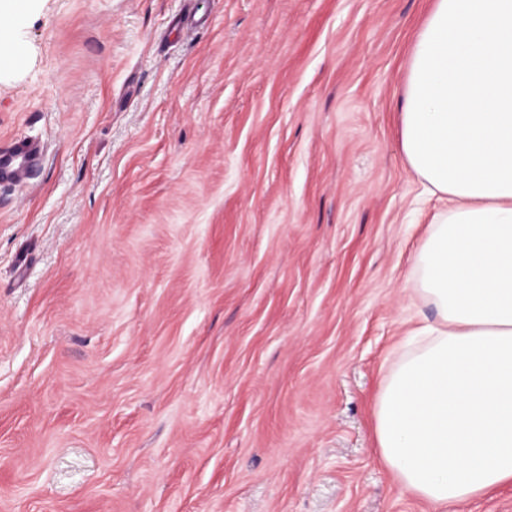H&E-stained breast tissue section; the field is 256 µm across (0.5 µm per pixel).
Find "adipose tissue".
I'll list each match as a JSON object with an SVG mask.
<instances>
[{"mask_svg":"<svg viewBox=\"0 0 512 512\" xmlns=\"http://www.w3.org/2000/svg\"><path fill=\"white\" fill-rule=\"evenodd\" d=\"M401 146L450 206L414 261L435 321L382 385L374 434L399 487L446 512L512 483V0H434Z\"/></svg>","mask_w":512,"mask_h":512,"instance_id":"adipose-tissue-1","label":"adipose tissue"}]
</instances>
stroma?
<instances>
[{
	"mask_svg": "<svg viewBox=\"0 0 512 512\" xmlns=\"http://www.w3.org/2000/svg\"><path fill=\"white\" fill-rule=\"evenodd\" d=\"M433 0H30L0 45V512H433L374 398L447 200L401 149ZM32 149L27 142L0 150V170L11 168V178L20 180L31 171Z\"/></svg>",
	"mask_w": 512,
	"mask_h": 512,
	"instance_id": "1",
	"label": "stroma"
}]
</instances>
